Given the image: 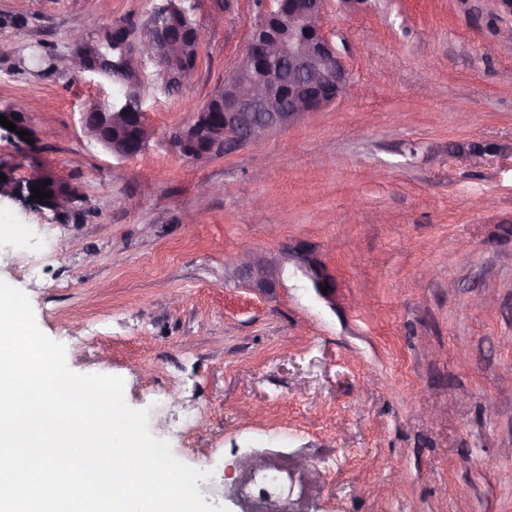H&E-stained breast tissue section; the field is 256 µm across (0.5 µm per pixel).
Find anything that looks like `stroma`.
<instances>
[{
  "label": "stroma",
  "instance_id": "35a3bbf8",
  "mask_svg": "<svg viewBox=\"0 0 512 512\" xmlns=\"http://www.w3.org/2000/svg\"><path fill=\"white\" fill-rule=\"evenodd\" d=\"M164 0H0V112L35 139L0 162L71 184L64 222L10 199L37 251L0 240V280L78 373L124 397L228 512H512V14L498 0H330L351 93L203 160L167 135L242 59L255 0H195L193 82L143 61L148 148L88 136L111 78L74 72L73 27L143 30ZM214 191L197 203L200 183ZM301 245L329 286L284 260ZM284 262L264 294L228 262ZM262 458L263 467L252 465ZM277 475L267 485L263 474Z\"/></svg>",
  "mask_w": 512,
  "mask_h": 512
}]
</instances>
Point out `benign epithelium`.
<instances>
[{"label":"benign epithelium","instance_id":"7a95c632","mask_svg":"<svg viewBox=\"0 0 512 512\" xmlns=\"http://www.w3.org/2000/svg\"><path fill=\"white\" fill-rule=\"evenodd\" d=\"M328 0H258L257 14L245 55L233 74L224 80V88L210 97L192 119L169 135L171 146L181 155L201 160L221 156L231 149L244 147L265 136L288 129L304 114L316 112L344 97L352 87L350 73L342 54L326 36L322 22ZM150 40L132 44L124 25L116 24L105 39L119 52L122 89L112 98L118 105L131 96L135 77V59H158L167 74L170 87L189 84L197 62L196 49L205 37V29L190 25L174 10L173 0L155 10L149 29ZM75 39L81 47L71 63L79 74L106 71L104 59L86 50L82 32ZM11 131L0 125L5 137L24 147L27 138L18 131H32L27 114L14 112ZM83 127L100 144L121 158L143 152L151 134L146 112L127 110L110 112L97 105L82 115ZM35 179H52L57 194L47 204L31 198L22 182H10V198L34 210L48 209L56 215L74 211L76 190L68 183L34 169ZM297 267L321 285L323 272L318 259L305 248H286ZM238 278L267 292L281 281L282 266L262 255L244 252L234 262Z\"/></svg>","mask_w":512,"mask_h":512}]
</instances>
